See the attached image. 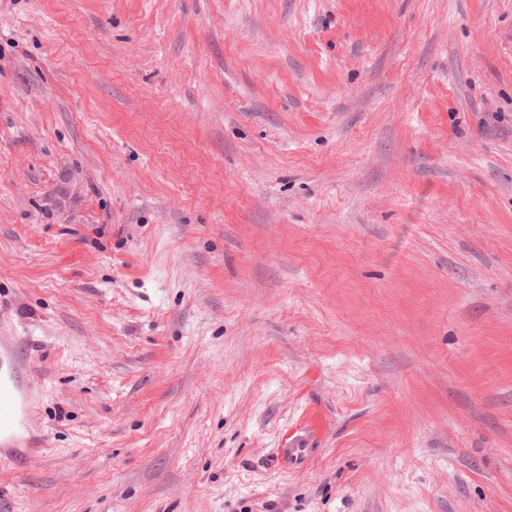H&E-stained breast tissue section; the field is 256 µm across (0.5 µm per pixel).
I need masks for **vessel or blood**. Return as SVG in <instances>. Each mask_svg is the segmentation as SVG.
I'll use <instances>...</instances> for the list:
<instances>
[{"label":"vessel or blood","mask_w":512,"mask_h":512,"mask_svg":"<svg viewBox=\"0 0 512 512\" xmlns=\"http://www.w3.org/2000/svg\"><path fill=\"white\" fill-rule=\"evenodd\" d=\"M32 385L28 362L17 354L11 337L0 336V460L17 456L29 445ZM331 426L322 404L309 402L275 449V467L286 473L306 470Z\"/></svg>","instance_id":"vessel-or-blood-1"}]
</instances>
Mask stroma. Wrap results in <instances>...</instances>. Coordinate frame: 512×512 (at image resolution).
<instances>
[{
	"label": "stroma",
	"instance_id": "35a3bbf8",
	"mask_svg": "<svg viewBox=\"0 0 512 512\" xmlns=\"http://www.w3.org/2000/svg\"><path fill=\"white\" fill-rule=\"evenodd\" d=\"M0 329V512H512V0H0ZM32 385L28 362L16 353L10 336H0V460L32 446L23 436L31 432ZM332 426L321 403L309 402L294 427H289L282 445L273 452L274 466L281 472L306 470L320 448L316 446L327 437Z\"/></svg>",
	"mask_w": 512,
	"mask_h": 512
}]
</instances>
